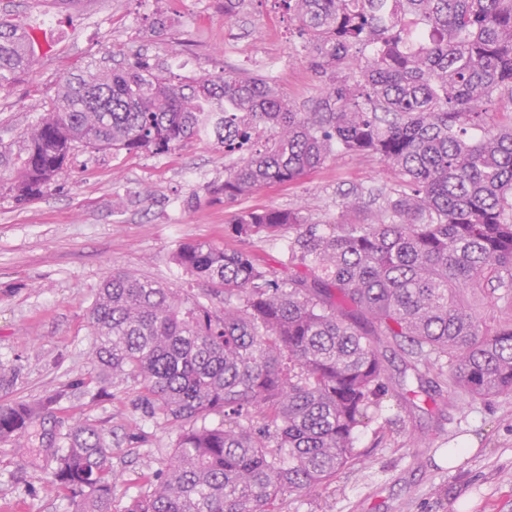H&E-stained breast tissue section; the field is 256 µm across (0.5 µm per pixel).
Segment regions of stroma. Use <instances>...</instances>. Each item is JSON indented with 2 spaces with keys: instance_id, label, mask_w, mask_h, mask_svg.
<instances>
[{
  "instance_id": "obj_1",
  "label": "stroma",
  "mask_w": 512,
  "mask_h": 512,
  "mask_svg": "<svg viewBox=\"0 0 512 512\" xmlns=\"http://www.w3.org/2000/svg\"><path fill=\"white\" fill-rule=\"evenodd\" d=\"M13 8L31 24L52 13V49L0 91V144L24 136L60 79L140 56L180 78L260 76L303 110L322 91L284 0H244L229 15L224 0H80L68 11L13 0ZM229 162L208 140L162 155L82 148L39 199L21 204L0 186V364L17 369L13 385L0 387V402L62 396L26 434L0 442V512H71L47 483L76 423L107 433L119 508L175 450L177 430L138 409L136 381L99 393L87 355L94 340L88 309L106 276L127 271L203 292L172 254L182 242L206 241L249 252L284 285L287 232L244 240L232 216L276 208L331 224L346 194L394 182L377 158L339 154L297 182L227 204L211 189ZM380 350L392 382L358 438L355 464L327 488L286 497L281 512H512V392L452 398L445 377L432 373L422 392L410 394L398 383L407 355L390 344ZM451 448L462 451L452 471L435 461Z\"/></svg>"
}]
</instances>
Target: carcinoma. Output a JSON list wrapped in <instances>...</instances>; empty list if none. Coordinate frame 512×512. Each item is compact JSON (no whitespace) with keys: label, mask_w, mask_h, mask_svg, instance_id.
<instances>
[{"label":"carcinoma","mask_w":512,"mask_h":512,"mask_svg":"<svg viewBox=\"0 0 512 512\" xmlns=\"http://www.w3.org/2000/svg\"><path fill=\"white\" fill-rule=\"evenodd\" d=\"M325 90L301 112L262 77L176 81L138 58L63 80L0 183L41 197L78 147L164 154L214 140L236 161L214 193L231 203L300 180L335 153L376 156L396 183L368 209L343 202L328 232L299 211L235 216L238 236L300 229L288 287L240 250L180 243L173 263L224 310L130 274L106 277L89 310L91 356L108 383L132 378L140 409L180 429L164 469L123 512H279L283 496L349 469L390 376L378 346L413 370L449 367L448 391L512 392V0H283ZM37 36L0 16V90L24 75ZM500 292L504 316H476ZM58 403L0 404V440ZM213 414L222 421H209ZM50 486L72 512H114L118 475L103 429L65 434Z\"/></svg>","instance_id":"cac0c4a2"}]
</instances>
